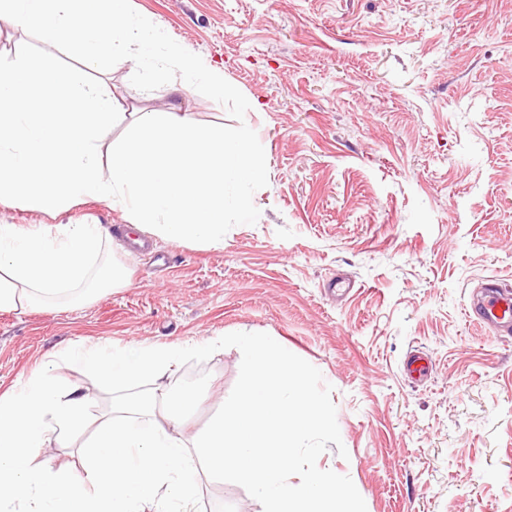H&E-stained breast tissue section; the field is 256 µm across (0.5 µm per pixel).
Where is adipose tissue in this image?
I'll use <instances>...</instances> for the list:
<instances>
[{
	"label": "adipose tissue",
	"instance_id": "ef3b65f1",
	"mask_svg": "<svg viewBox=\"0 0 512 512\" xmlns=\"http://www.w3.org/2000/svg\"><path fill=\"white\" fill-rule=\"evenodd\" d=\"M112 243L98 224H0V309L63 294L79 300L122 283L119 268L96 264ZM244 342L256 376L190 442L178 419L163 426L153 415L162 403H196L195 390L171 392L164 381L188 354L223 349V337L192 344L76 345L71 358L103 384L154 383L103 408L81 446L79 475L38 469L32 461L52 440L83 428L91 394L62 384L46 365L19 379L0 396V508L17 502L25 512H172V502H191L203 476L230 474L250 484L264 512H364L355 497L337 494L330 471L289 483L285 465L295 461L299 442L314 428L335 430L336 419L309 372L293 368L286 350L262 336Z\"/></svg>",
	"mask_w": 512,
	"mask_h": 512
}]
</instances>
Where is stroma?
I'll return each mask as SVG.
<instances>
[{"mask_svg": "<svg viewBox=\"0 0 512 512\" xmlns=\"http://www.w3.org/2000/svg\"><path fill=\"white\" fill-rule=\"evenodd\" d=\"M248 99L268 184L256 224L220 250L152 237L101 262L126 279L86 300L0 309V393L43 363L113 392L68 358L116 345L224 339L189 355L178 384L201 400L193 436L251 372L242 336L284 345L336 418L288 470H331L366 512H512V335L476 327L484 279L512 289V0H131ZM123 60L98 72L123 112L234 125L188 89L150 92ZM127 212L88 200L58 214L0 203V224H100L124 241ZM354 287L330 295L331 277ZM432 360L427 379L404 368ZM196 512H263L249 484L202 479Z\"/></svg>", "mask_w": 512, "mask_h": 512, "instance_id": "35a3bbf8", "label": "stroma"}]
</instances>
